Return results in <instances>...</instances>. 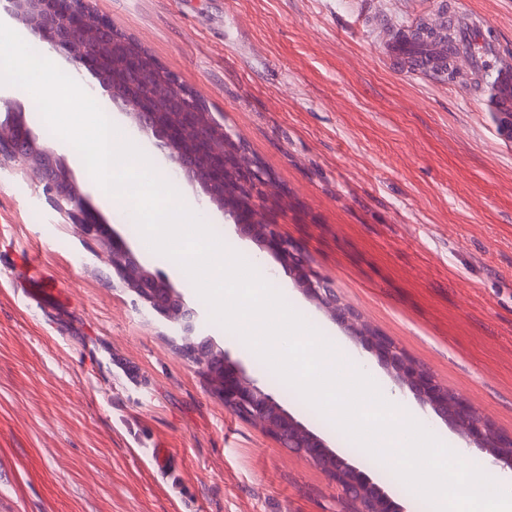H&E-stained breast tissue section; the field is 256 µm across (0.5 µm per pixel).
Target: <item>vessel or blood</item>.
Returning a JSON list of instances; mask_svg holds the SVG:
<instances>
[{
  "instance_id": "b4317fda",
  "label": "vessel or blood",
  "mask_w": 512,
  "mask_h": 512,
  "mask_svg": "<svg viewBox=\"0 0 512 512\" xmlns=\"http://www.w3.org/2000/svg\"><path fill=\"white\" fill-rule=\"evenodd\" d=\"M489 21L456 5L389 28L379 42L383 61L410 77L444 79L449 70L478 79L476 98L490 112H512V56L489 35ZM25 296L45 306V276H26Z\"/></svg>"
}]
</instances>
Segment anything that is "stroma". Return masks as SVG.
Masks as SVG:
<instances>
[{
    "mask_svg": "<svg viewBox=\"0 0 512 512\" xmlns=\"http://www.w3.org/2000/svg\"><path fill=\"white\" fill-rule=\"evenodd\" d=\"M436 0H88L210 112L237 132L287 195L279 231L299 246L383 335L512 436V145L465 87L409 79L384 64L385 27ZM485 15L512 55V0H461ZM41 144L69 168L93 218L120 223L76 151L46 131L22 89ZM209 219L244 256L279 269L218 209ZM202 313L201 330L262 384L265 366L169 263ZM36 265L56 308L18 288ZM287 304L351 351V335L289 277ZM171 330L122 286L100 241L59 214L32 168L0 157V512H336V489L303 457L226 410ZM284 408L412 512H428L384 466L369 463L300 399ZM175 468L158 473L152 449Z\"/></svg>",
    "mask_w": 512,
    "mask_h": 512,
    "instance_id": "35a3bbf8",
    "label": "stroma"
}]
</instances>
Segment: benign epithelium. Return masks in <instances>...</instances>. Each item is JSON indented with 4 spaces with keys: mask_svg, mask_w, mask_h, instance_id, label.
<instances>
[{
    "mask_svg": "<svg viewBox=\"0 0 512 512\" xmlns=\"http://www.w3.org/2000/svg\"><path fill=\"white\" fill-rule=\"evenodd\" d=\"M4 11L18 18L52 49L68 54L78 73L88 71L124 114L166 155L174 169L201 185L203 197L199 202L203 208L216 207L224 211L240 236L274 248L284 273L334 322L349 329L364 349L378 353L391 368L397 384L407 388L422 407L453 424L466 421L468 428L458 434L467 447L487 453L493 465L512 470V436L492 434L487 419L463 396L456 394L453 400H448V389L441 386L430 372L393 341L366 327L353 309L339 304L330 289V280L313 270L298 248L280 235L278 209L283 193L275 189L274 181L267 182L270 205L261 211V215L254 214L249 207L224 208L225 181L230 179L247 186L257 182L260 173L251 166L235 171L225 165L229 153L242 145L243 140L224 128V123L213 113L206 111L203 100L195 91L181 85L172 73L162 75L158 63L142 54H123L117 71L108 73L109 54L86 41L87 0H7ZM128 86L143 89L142 97L130 101L125 93ZM157 100L175 103L181 111L157 112L153 110ZM53 160L62 170L67 184L66 188L55 190V207L79 225L85 234L97 235L104 225L92 219L82 190L62 160L56 156ZM110 246L112 268L121 281L175 329L181 346H190L194 353L200 352L209 359V365L201 370L208 379L216 376L222 385L224 408L242 419L263 424L282 447L304 457L327 474L346 501L357 495L366 502V512H405L366 472L327 448L323 440L292 416L273 393L251 378L240 362L231 359L213 339L202 336L199 311L186 304L165 275L142 264L118 235L110 236Z\"/></svg>",
    "mask_w": 512,
    "mask_h": 512,
    "instance_id": "obj_1",
    "label": "benign epithelium"
}]
</instances>
